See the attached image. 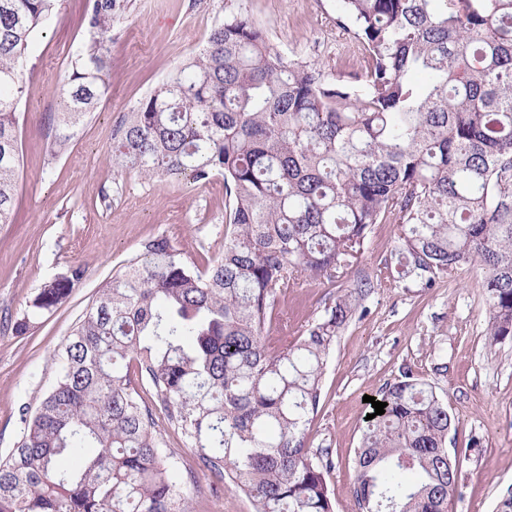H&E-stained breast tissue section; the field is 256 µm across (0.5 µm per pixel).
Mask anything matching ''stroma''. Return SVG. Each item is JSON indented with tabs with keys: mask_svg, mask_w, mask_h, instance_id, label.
<instances>
[{
	"mask_svg": "<svg viewBox=\"0 0 512 512\" xmlns=\"http://www.w3.org/2000/svg\"><path fill=\"white\" fill-rule=\"evenodd\" d=\"M84 3L59 0L25 65L14 211L11 223L0 224V454L19 441L23 410H35L54 380L58 355L99 285L140 254L145 241L166 237L183 261L201 268L224 249L223 177L149 180L115 168L121 119L234 14L247 15L284 57L317 67L331 82H356L368 60L364 45L338 25V0H124L112 20L109 90L74 127L67 151L55 156L47 117L63 109L64 78L85 37ZM397 237V224L373 225L348 274L289 289L265 335L279 346L301 336L357 278L375 276ZM76 265L85 276L69 297L52 311L32 313L42 285ZM362 306L329 356L308 430L312 453L327 465L334 512H356L354 453L371 410L363 398L380 396L405 367L434 386L459 420L448 434V450L462 459L448 512H495L501 492L512 486V337L495 342L487 334L480 269L462 266L430 288H377ZM25 316L30 326L20 336L14 324ZM160 428L179 462L177 478L196 473L191 512H253L231 483L211 497L210 472L168 423Z\"/></svg>",
	"mask_w": 512,
	"mask_h": 512,
	"instance_id": "stroma-1",
	"label": "stroma"
}]
</instances>
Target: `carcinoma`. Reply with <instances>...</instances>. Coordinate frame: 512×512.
<instances>
[{"instance_id": "carcinoma-1", "label": "carcinoma", "mask_w": 512, "mask_h": 512, "mask_svg": "<svg viewBox=\"0 0 512 512\" xmlns=\"http://www.w3.org/2000/svg\"><path fill=\"white\" fill-rule=\"evenodd\" d=\"M58 2L0 0V224L15 201L24 61ZM341 2L369 52L361 81L289 61L239 13L125 116L116 167L223 176L224 252L202 271L156 237L101 285L0 455V512H189L155 408L253 512H333L308 429L336 338L374 286L428 288L476 266L488 335L512 336V0ZM122 8L86 0L56 153L108 91ZM389 218L398 245L376 281L270 347L277 298L346 274ZM84 275L77 265L44 283L31 307L52 310ZM379 401L355 452L356 512H448L460 464L448 405L408 370Z\"/></svg>"}]
</instances>
